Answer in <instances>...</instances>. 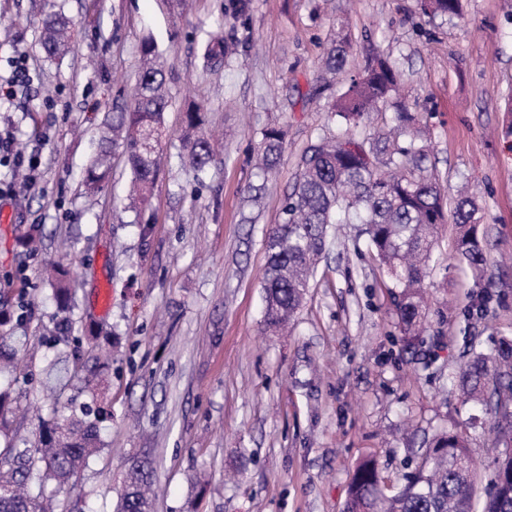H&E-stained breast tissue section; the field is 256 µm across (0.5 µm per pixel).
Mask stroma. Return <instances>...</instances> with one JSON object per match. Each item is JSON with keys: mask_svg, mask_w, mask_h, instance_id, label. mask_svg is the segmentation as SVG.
<instances>
[{"mask_svg": "<svg viewBox=\"0 0 512 512\" xmlns=\"http://www.w3.org/2000/svg\"><path fill=\"white\" fill-rule=\"evenodd\" d=\"M0 0V79L14 57L29 75L0 105V131L39 152L37 184L0 199V306L33 299L28 335H57L56 307L39 271L71 261V332L94 348L63 362L49 383L19 382L21 437L50 418L46 385L91 401L82 378L98 373L111 417L103 448L79 479L76 512H115L128 455L149 451L160 489L154 512H344L351 476L375 457L386 489L404 486L434 437L476 416L471 452L478 497L512 453L472 413L449 378L470 342L492 351L512 336V0H462L448 21L423 17L419 0ZM72 21L75 47L48 57L43 20ZM224 28V65L201 53ZM345 30L354 50L390 55L401 90L431 140L426 165L446 198L468 184L483 216L489 263L474 278L455 258L444 224L430 262L425 333L407 344L391 283L341 224L337 245L310 279L287 334L264 324V241L304 150L335 134L330 92L315 93L321 59ZM153 36L168 66L165 160L152 205L129 210L122 155L101 191L83 180L116 91L132 89L140 42ZM204 103L224 149L203 179L181 161L185 102ZM284 133L268 181L252 157L265 129ZM35 234L34 248L22 244Z\"/></svg>", "mask_w": 512, "mask_h": 512, "instance_id": "stroma-1", "label": "stroma"}]
</instances>
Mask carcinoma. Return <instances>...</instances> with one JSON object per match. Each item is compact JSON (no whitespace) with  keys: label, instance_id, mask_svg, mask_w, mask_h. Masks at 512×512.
<instances>
[{"label":"carcinoma","instance_id":"cac0c4a2","mask_svg":"<svg viewBox=\"0 0 512 512\" xmlns=\"http://www.w3.org/2000/svg\"><path fill=\"white\" fill-rule=\"evenodd\" d=\"M423 15L451 19L460 15L461 0H420ZM71 22L64 17L47 21L42 45L49 55L70 51ZM351 44L340 34L324 55L318 81L328 88L345 71ZM224 32H216L202 55L206 71L224 62ZM401 72L390 59L374 55L347 88L334 96L329 112L340 132L322 138L301 156L293 192L282 207V222L265 240V323L279 331L302 306L309 282L332 243L336 217L344 224L362 225L368 248L375 253L392 287L398 289L397 309L404 334L412 341L423 320V282L437 243L439 225L451 219L456 228V253L474 278L487 266L479 229L482 216L466 193L445 214L444 193L434 172L425 166L430 144L417 113L398 94ZM169 106L165 61L153 39L140 47V66L131 98L116 95L107 131L86 170L87 190L102 187L111 173L112 154L121 153L131 175L130 200L141 212L152 202L161 165L164 114ZM392 111L389 130L357 136L353 129L368 127L371 114ZM204 105L193 102L183 112L185 159L202 178L215 150L204 135ZM284 133H263L256 155L257 174L271 172L283 151ZM58 312L67 311L69 270L60 262L46 268ZM31 303L18 296L12 311L0 309V325L25 327ZM13 337L0 335V512H71L77 478L101 451L102 411L70 402L44 421L33 445L14 434L10 388L32 375L25 358L11 348ZM461 403L497 412L492 396L512 394V339L500 343L494 355L472 350L451 378ZM478 471L469 451L466 426L434 438L415 476L392 495L381 486L375 460L355 470L344 512H475L472 509ZM151 460L146 455L127 459L123 489L116 512H149L154 496ZM480 512H512V455L498 461L494 491Z\"/></svg>","mask_w":512,"mask_h":512}]
</instances>
